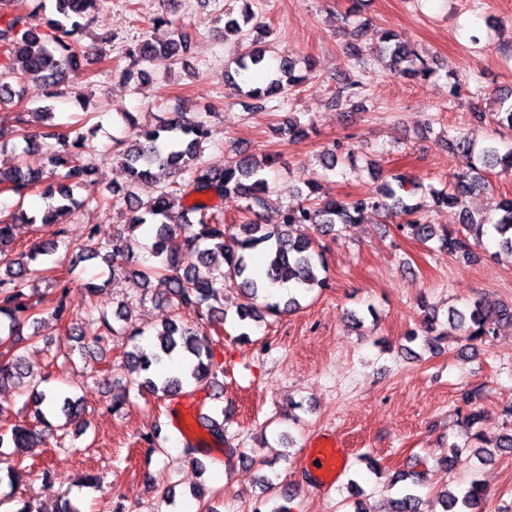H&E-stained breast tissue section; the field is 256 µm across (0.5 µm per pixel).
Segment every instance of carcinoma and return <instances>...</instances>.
I'll return each instance as SVG.
<instances>
[{
  "mask_svg": "<svg viewBox=\"0 0 512 512\" xmlns=\"http://www.w3.org/2000/svg\"><path fill=\"white\" fill-rule=\"evenodd\" d=\"M10 2L0 0V16L5 18L0 25V68L40 82L49 98L59 95L64 86L77 99H83L77 76L84 73L83 64L89 50L78 42L76 34L93 18L98 0H56V16L48 20V30L44 33L24 27L18 17L6 18L4 9ZM253 18L249 9L239 19L230 17L224 23V32L243 39L248 36L243 27ZM155 25L164 30L163 35L146 39L129 50V65L141 61L170 65L187 51L189 36L183 29L163 16L155 19ZM381 41L396 75L421 80L431 76L426 61L396 34L385 32ZM264 60L265 48L255 42L250 51L234 59L236 72L255 70ZM296 65L295 59L284 58L277 78L268 87L248 90L251 107L264 108L266 99L283 88L285 80L288 87H294L298 81L294 75ZM120 116L133 133L130 139L117 143L127 173L126 185H102L98 168L80 158L85 149L84 138L61 125L50 124L43 131L23 136L26 147L16 155L11 168H0V186L21 199L33 189L56 199V204L40 218H27L28 224H60L80 206L74 190L90 188L92 192L85 203L103 210L123 206L130 213L127 230L133 232L143 226L153 229L151 253L155 262L142 269L129 265L125 232H110L101 224L89 226L87 232L88 240L95 239L110 248L104 260L112 264V272L128 275L142 289L140 300H146L150 278L166 280V292L154 300L169 306L174 315L155 333L157 342L137 341L143 332L132 322L129 310L124 306L119 308V317L126 323L123 331L133 341L132 350L125 352L124 362L143 375L140 387L153 394L172 397L189 384L214 382L221 367L214 362L210 337L206 331L189 324V318L194 316L215 330L223 327L226 316L216 303L227 284L236 286L245 298L236 312L237 320L245 327L268 316L300 308L296 295L272 300L269 287L291 281L305 291L325 287V279L319 277L325 261L317 236L336 235L338 224H357L366 214L383 211L403 217V223L398 225L400 231L423 243L435 240L439 249L452 256L466 259L475 256V241L488 231L502 249L512 253V197L498 202L493 217H475L464 205L463 198L468 193L485 188L481 169L475 164L454 175L450 189L430 192L436 205L460 208L461 224L453 232H441L426 220L422 206L409 201L421 185L400 174L383 179L373 195L339 199L320 195L318 182L312 180L309 193L302 200L282 207L280 223L259 224L253 217L274 204L273 190L263 175L272 160L236 150L222 165L204 161L203 144L210 134L208 121L181 109L168 113L156 125L140 123L131 112H122ZM494 122L498 130L512 132V103L499 100ZM445 144L452 153L462 151L470 155L475 150L476 139L450 135ZM478 161L486 166L500 164L504 171L511 172L512 143L502 137H490L481 147ZM143 182L158 186L157 196L146 202L136 193L137 186ZM227 203L238 204L242 212L240 223H224ZM17 222L15 211L0 214V387L6 383L27 385L34 413L30 422L0 430V448L11 446L17 454H29L38 447L41 433L52 427L42 409L46 400L62 401L61 415L65 423L59 429L82 426L86 420L80 400L71 396L61 399L56 393L38 390L48 377L27 379L23 359L15 354L21 328L33 316V309L41 304L33 300L37 293L34 285L37 271L29 269L27 258L39 254L51 256L61 246L70 252L62 228L52 238L28 250L19 248L14 237ZM94 257L96 254L80 250L71 256L67 267L58 269L57 261L50 268L54 272L51 284L57 294L50 316L67 332L74 329L75 321L82 316L97 319L103 327L94 338L98 346L116 333L105 312L93 303L100 286L91 282L85 285V307L78 312L67 302L74 267ZM448 322L464 332L466 340L484 341L494 335L496 325L512 323V306H496L477 298L462 309H448ZM175 355L185 360V366L178 374H168L164 363ZM483 421L484 413L472 410L464 416L462 426L473 438L498 452L511 451L512 432L488 438L482 429ZM391 486L399 489L392 512H423V498L417 491L421 486L419 477L399 473L391 479ZM485 496L484 484L473 479L465 487L441 492L438 499L442 512H483Z\"/></svg>",
  "mask_w": 512,
  "mask_h": 512,
  "instance_id": "cac0c4a2",
  "label": "carcinoma"
}]
</instances>
